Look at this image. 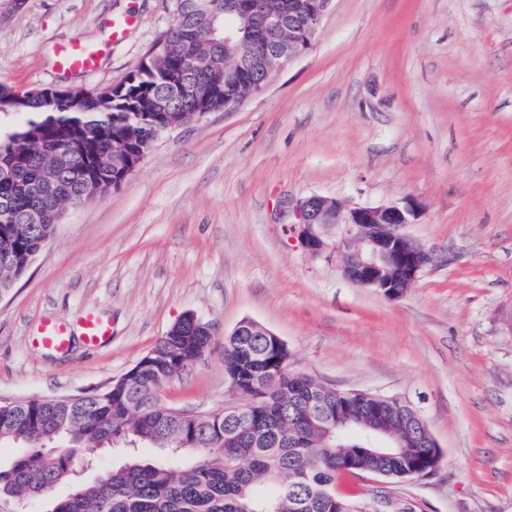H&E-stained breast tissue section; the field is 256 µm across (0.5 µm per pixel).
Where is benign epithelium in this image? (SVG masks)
Here are the masks:
<instances>
[{"label": "benign epithelium", "instance_id": "1", "mask_svg": "<svg viewBox=\"0 0 512 512\" xmlns=\"http://www.w3.org/2000/svg\"><path fill=\"white\" fill-rule=\"evenodd\" d=\"M330 0H302L295 8H288V18L273 12L263 20L267 27H277L287 33L276 49L259 52L248 57L246 63L237 62L232 71L247 77L257 74L264 84L283 65L304 54L312 45ZM251 94L236 86L235 79L224 81V108L229 109ZM288 223L298 228L301 246L312 256L336 255V261L344 275L363 288H370L390 300L400 298L432 263L429 251L402 232V228L413 223L415 210L398 204L361 205L346 204L336 198L313 194L297 200L284 210ZM334 224L339 228L336 245L326 242L319 227ZM334 390L324 387L302 399L301 413L310 422L336 419V427L354 428L365 434L371 455L380 457L381 449L375 447L378 437L385 431L365 422L363 416L352 417L333 412L329 395ZM393 403V414L399 421L391 425L408 432V420L424 425L419 412L410 403L397 398L382 397L371 413L385 415V408Z\"/></svg>", "mask_w": 512, "mask_h": 512}]
</instances>
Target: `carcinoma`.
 Returning <instances> with one entry per match:
<instances>
[{"mask_svg":"<svg viewBox=\"0 0 512 512\" xmlns=\"http://www.w3.org/2000/svg\"><path fill=\"white\" fill-rule=\"evenodd\" d=\"M273 44L257 36L238 0H176L163 38L108 93L80 89L54 100L41 88L18 107L15 90L0 83V110L25 116L0 138V161L10 162L15 152L25 158L0 180V242L9 243L11 274L28 268L64 207L85 202L77 172L117 152L125 165L148 154L172 123L224 108V92L217 91L224 60ZM175 83L193 93L171 96ZM211 343V331L184 317L156 341L137 376L128 370L76 403L35 398L0 406V443L23 449L0 465V512L32 500L45 504L44 512H357L363 500L336 493L340 466L358 473L372 465L399 480L429 465L416 430L391 457L365 454L354 434L334 447L336 426H312L295 411L316 380L289 372L288 347L265 336L224 340V372L236 381L242 413L168 411L161 388ZM297 432L307 433V447H296ZM73 447L113 448L124 460L85 482L76 478ZM141 447L158 448L165 458L144 460ZM63 483L70 490L58 498Z\"/></svg>","mask_w":512,"mask_h":512,"instance_id":"obj_1","label":"carcinoma"}]
</instances>
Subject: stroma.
I'll use <instances>...</instances> for the list:
<instances>
[{"label": "stroma", "mask_w": 512, "mask_h": 512, "mask_svg": "<svg viewBox=\"0 0 512 512\" xmlns=\"http://www.w3.org/2000/svg\"><path fill=\"white\" fill-rule=\"evenodd\" d=\"M176 0H0V82L102 89L133 74ZM129 20L122 38L113 24ZM101 49L57 70L58 45ZM311 194L411 206L433 256L396 300L311 257L281 213ZM96 312L109 340L40 347L43 319ZM213 345L161 390L222 410L224 336L254 320L289 366L417 408L430 476L344 477L397 512H512V0H330L311 49L260 94L166 130L108 195L66 211L0 296V401L108 389L185 314Z\"/></svg>", "instance_id": "1"}]
</instances>
